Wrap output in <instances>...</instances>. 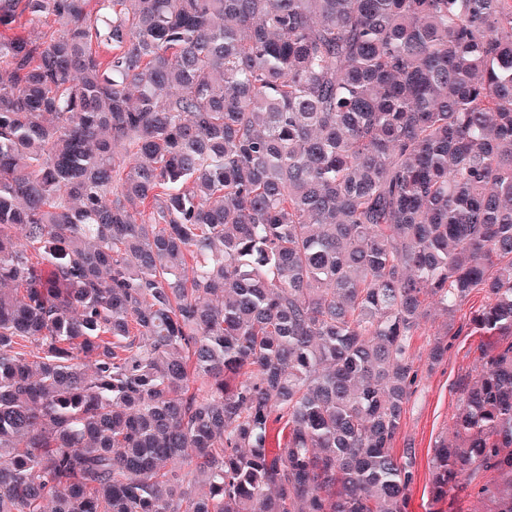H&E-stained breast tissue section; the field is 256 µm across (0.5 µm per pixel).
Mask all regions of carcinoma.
<instances>
[{
  "label": "carcinoma",
  "mask_w": 512,
  "mask_h": 512,
  "mask_svg": "<svg viewBox=\"0 0 512 512\" xmlns=\"http://www.w3.org/2000/svg\"><path fill=\"white\" fill-rule=\"evenodd\" d=\"M475 290L432 487L512 512V0H0V512H405ZM484 301V293L476 290L461 304L455 318V329L459 327L461 331L449 340L448 355L433 370L426 368L429 343L435 337L430 335L437 331L442 319L423 324L413 337L411 355L420 369L421 382L405 407L401 430L394 441L396 454H401L407 444L415 448L416 453V480L408 494L406 512L481 510V503L476 498L454 492L448 494L447 500L434 502L430 489V467L436 445L452 437L450 422L459 400L462 381L467 376L475 375L478 368L475 361L477 347L494 340L470 324L471 312Z\"/></svg>",
  "instance_id": "cac0c4a2"
}]
</instances>
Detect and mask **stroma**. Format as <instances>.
Returning <instances> with one entry per match:
<instances>
[{
    "instance_id": "stroma-1",
    "label": "stroma",
    "mask_w": 512,
    "mask_h": 512,
    "mask_svg": "<svg viewBox=\"0 0 512 512\" xmlns=\"http://www.w3.org/2000/svg\"><path fill=\"white\" fill-rule=\"evenodd\" d=\"M484 302L483 292L476 291L463 302L456 313L458 336L452 338L448 354L433 370H426L431 336L437 322L422 325L411 344V355L421 367L417 392L405 407L401 430L394 441L395 450L412 447L416 453V480L412 485L406 512H480L481 504L473 497L449 493L447 500L436 502L430 489V467L434 449L441 440L451 439V417L457 406L464 378L475 375L477 348L490 339L470 323L474 310Z\"/></svg>"
}]
</instances>
